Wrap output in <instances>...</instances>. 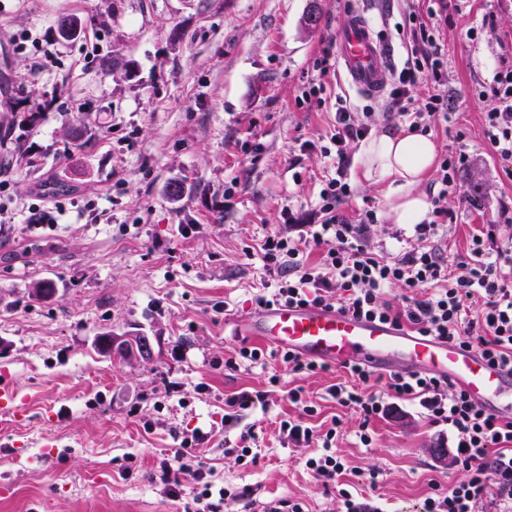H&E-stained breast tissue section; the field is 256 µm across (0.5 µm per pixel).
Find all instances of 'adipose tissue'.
Masks as SVG:
<instances>
[{"instance_id": "1", "label": "adipose tissue", "mask_w": 512, "mask_h": 512, "mask_svg": "<svg viewBox=\"0 0 512 512\" xmlns=\"http://www.w3.org/2000/svg\"><path fill=\"white\" fill-rule=\"evenodd\" d=\"M437 156L438 143L431 134L402 125L363 140L353 176L359 183L385 187L390 223L418 224L430 213L418 188L432 173Z\"/></svg>"}]
</instances>
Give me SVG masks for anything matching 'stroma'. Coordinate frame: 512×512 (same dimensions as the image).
Here are the masks:
<instances>
[{
	"label": "stroma",
	"instance_id": "stroma-1",
	"mask_svg": "<svg viewBox=\"0 0 512 512\" xmlns=\"http://www.w3.org/2000/svg\"><path fill=\"white\" fill-rule=\"evenodd\" d=\"M429 0H0V370H8L22 414L4 411L0 512H182L196 487L180 473V498L157 479L179 439L197 450L215 488L247 486L257 501L296 499L307 512H339V485L373 494L383 512H420L431 478L462 472L432 449L448 434L418 405L373 419L370 446L357 412L326 393L346 372L303 377L267 359L236 371L224 358L259 336L225 329L254 314L263 275L259 245L316 218L335 162L321 148L337 103L371 131L398 125L380 99L353 92L343 76L324 80L325 104L298 101L313 62L335 41L350 10L383 34L387 62L407 57L404 27ZM79 17L76 36L61 18ZM447 62L438 93L447 121L431 128L441 155L464 156L461 191L449 195V254H465L488 224L512 218V179L481 135L502 67H512V0H444L437 18ZM58 45L44 54L48 42ZM179 184L180 196L169 193ZM233 184L225 193V184ZM340 212L375 211L365 242L387 254L406 247L411 227L384 216L385 189L353 184ZM64 209L54 230H30L20 213L39 193ZM42 282L53 294H33ZM145 336L147 357L101 353L98 336ZM279 384H270L271 376ZM302 387L318 413L339 418L335 453L346 470L324 484L307 469L316 445L280 441L297 417L288 391ZM266 392V410L224 421V402ZM258 436L256 463L239 458L240 432Z\"/></svg>",
	"mask_w": 512,
	"mask_h": 512
}]
</instances>
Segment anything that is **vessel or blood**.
Listing matches in <instances>:
<instances>
[{"mask_svg":"<svg viewBox=\"0 0 512 512\" xmlns=\"http://www.w3.org/2000/svg\"><path fill=\"white\" fill-rule=\"evenodd\" d=\"M338 64L360 94L379 97L388 81L387 49L364 14L351 13L336 36ZM234 335L260 336L305 357L389 372H425L467 391L478 406L512 419V373L480 352L417 336L379 321L323 307L274 306L234 319Z\"/></svg>","mask_w":512,"mask_h":512,"instance_id":"obj_1","label":"vessel or blood"}]
</instances>
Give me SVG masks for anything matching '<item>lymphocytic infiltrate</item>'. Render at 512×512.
Returning <instances> with one entry per match:
<instances>
[{"label":"lymphocytic infiltrate","instance_id":"1","mask_svg":"<svg viewBox=\"0 0 512 512\" xmlns=\"http://www.w3.org/2000/svg\"><path fill=\"white\" fill-rule=\"evenodd\" d=\"M438 14L432 7L426 15H409L410 50L403 67L393 71L389 92L392 111L423 133L444 106L437 94L422 107L412 96L420 80L438 84L443 79L444 56L431 22ZM496 82L493 93L499 105L485 114L481 133L495 153L510 162L506 174L512 178V70L499 74ZM335 122L330 144L322 149L324 156L335 158L336 171L320 191L321 221L298 238L276 233L265 237L261 251L267 278L253 296L255 307L334 308L478 350L512 369V237L502 236L499 226L491 224L473 236L466 254L445 256L443 202L457 186L458 168L456 161L446 159L434 180L437 191L431 196L430 218L413 227V245L394 256L369 250L364 239L376 221L374 213L364 212L353 223L338 210L351 193L345 180L346 146L366 137L369 128L355 123L343 105L336 108ZM312 246L321 248L322 254L310 265L303 254ZM394 284L405 290L399 305L386 297ZM346 370L348 381L331 385L327 393L340 406L356 409L363 421L383 415L390 398L418 403L432 423L447 425L452 432L453 455L465 477L451 485L430 480L422 512H512V421L498 418L474 404L462 389L428 374H389L387 394L382 397L365 390L376 378L373 368L353 363ZM288 397L301 415L280 421L282 440L321 445L322 455L309 458L306 466L325 482L335 481L345 470L341 459L330 452L335 428L307 425L316 408L304 399L302 389L289 390ZM200 440L197 434L183 437L173 457L161 461L158 478L167 493L175 494L179 472L192 469L201 481L193 497L195 512H230L235 504L251 502L250 488L213 489L196 452Z\"/></svg>","mask_w":512,"mask_h":512}]
</instances>
